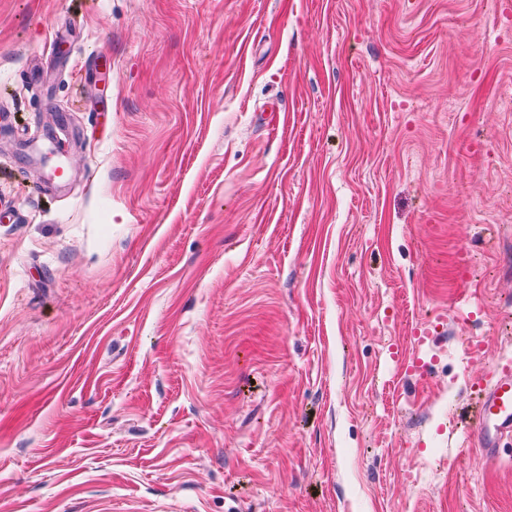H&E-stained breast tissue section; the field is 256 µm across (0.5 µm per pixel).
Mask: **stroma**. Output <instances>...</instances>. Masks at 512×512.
I'll return each mask as SVG.
<instances>
[{
    "instance_id": "stroma-1",
    "label": "stroma",
    "mask_w": 512,
    "mask_h": 512,
    "mask_svg": "<svg viewBox=\"0 0 512 512\" xmlns=\"http://www.w3.org/2000/svg\"><path fill=\"white\" fill-rule=\"evenodd\" d=\"M0 208V512H512V0H0ZM501 363L493 379H474L471 384L480 395L473 445L488 453H493L504 437H512V360Z\"/></svg>"
}]
</instances>
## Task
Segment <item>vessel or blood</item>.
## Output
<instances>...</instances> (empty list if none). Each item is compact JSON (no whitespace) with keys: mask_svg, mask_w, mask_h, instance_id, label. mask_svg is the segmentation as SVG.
Masks as SVG:
<instances>
[{"mask_svg":"<svg viewBox=\"0 0 512 512\" xmlns=\"http://www.w3.org/2000/svg\"><path fill=\"white\" fill-rule=\"evenodd\" d=\"M472 386L480 396L473 444L490 452L504 437H512V360L499 365L493 379H476Z\"/></svg>","mask_w":512,"mask_h":512,"instance_id":"vessel-or-blood-1","label":"vessel or blood"}]
</instances>
